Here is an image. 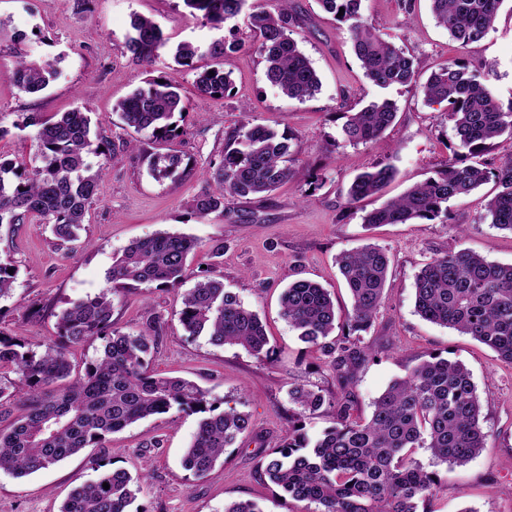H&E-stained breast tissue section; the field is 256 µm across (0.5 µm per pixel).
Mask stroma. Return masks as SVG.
I'll return each instance as SVG.
<instances>
[{
  "label": "stroma",
  "instance_id": "35a3bbf8",
  "mask_svg": "<svg viewBox=\"0 0 512 512\" xmlns=\"http://www.w3.org/2000/svg\"><path fill=\"white\" fill-rule=\"evenodd\" d=\"M291 7L299 18L294 37L321 81L314 97L290 100L270 84L260 39L247 14H240L235 37L241 47L224 61L232 80L224 97L199 95L194 73L170 55L157 64L165 80L178 87L190 113L191 122L174 146L191 159L193 176L175 184L155 180L136 160L109 162L81 231L89 245L70 255L57 249L48 225L0 227V261L17 271L11 297L0 302V331L38 353L55 341L62 309L109 289L112 261L132 242L159 231L196 238L200 247L182 283L169 289L121 290L113 297L112 321L125 333L155 325L158 347L150 371L194 381L217 410L233 406L249 413L251 432L225 450L223 461L207 477L198 479L181 460L199 414L173 411L151 417L109 435L104 447L86 449L28 477L18 479L0 470V512H58L74 487L97 479L98 460L134 476L149 471L151 478L133 504L135 512H224L226 505L247 500L260 512H301L299 503L262 478L261 460L284 436L296 411L288 399L290 388L305 385L331 397L340 386L328 360L282 318L279 298L289 282L312 280L334 294L339 317H346L351 301L336 258L367 244L387 249L391 271L366 335L374 354L354 379V416L369 417L372 401L389 383L429 354L463 363L492 436L467 463L435 467L440 493L429 507L431 512H512V365L472 337L422 319L414 308L415 276L434 253L466 249L494 262L512 263V233L493 228L486 216L493 183L450 200L447 215L432 221L374 228L362 221L363 210L433 176L451 154L454 135L447 106L427 103L421 91L432 71L454 59L464 61L478 71L502 108L512 107V0H504L494 29L465 48L437 24L430 0H362L368 24L417 62L415 85L387 89L365 77L346 26L323 12L316 0H292ZM135 14L151 18L177 42L204 47L221 36L205 21L189 17L182 0H85L81 5L76 0H0V17L11 28L44 37L45 52L61 59L58 76L40 95L31 96L3 75L16 55L29 49V42H0V124L11 129L0 139L1 155L21 161L33 154L28 131L18 127L29 113L50 118L82 105L100 116L104 143L147 141V133L125 127L113 110L144 78L141 67L123 51ZM385 98L397 106L391 127L369 143H344L340 128L345 113ZM246 122L295 138L299 154L291 181L264 198H225L223 216L194 215L190 204L205 186L210 162L223 154L226 132ZM380 163L395 166L394 181L381 196L365 201L363 210L348 208V184ZM319 173L325 183L310 190ZM216 242L224 245L219 257L210 250ZM203 269L258 313L270 357L187 335L180 322L182 298Z\"/></svg>",
  "mask_w": 512,
  "mask_h": 512
}]
</instances>
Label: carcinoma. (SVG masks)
<instances>
[{"mask_svg": "<svg viewBox=\"0 0 512 512\" xmlns=\"http://www.w3.org/2000/svg\"><path fill=\"white\" fill-rule=\"evenodd\" d=\"M246 0H183L189 14L219 29L236 18ZM328 13L348 24L357 60L375 85L409 86L415 80L414 58L381 37L363 18L361 0H317ZM272 9H254L250 24L258 34L266 62V78L288 99L303 100L320 88L308 58L290 36L298 24L290 0H274ZM503 0H431L438 24L451 40L466 47L493 29ZM344 14H339V11ZM170 37L148 17L136 15L123 50L138 64L153 66L168 50ZM238 44L222 37L205 54L216 66L196 72L195 87L204 95L224 96L231 84L224 57ZM202 56L190 42L179 43L173 61L191 70ZM60 58L20 54L7 73L20 91L45 90L58 72ZM428 103L448 104L454 132L453 157L435 175L367 213L363 223L409 224L432 221L448 212V201L468 195L494 181L495 195L486 203L493 227L512 233V160L498 167L475 162L495 141L512 139V107L503 110L467 65L453 61L433 72L422 87ZM113 111L125 126L163 145L179 136L186 107L180 93L161 77H152L119 101ZM396 116L395 103L373 102L346 115L345 141L366 144L381 136ZM100 119L89 109L63 112L55 120L33 112L23 128H32L35 147L26 166L0 157V226L37 219L51 226L60 245L73 242L85 223L92 199L105 180V166L94 169L86 156L103 153L95 128ZM127 151L159 178L193 173L190 161L175 151H148L136 143ZM295 150L287 133L250 122L225 139L224 155L212 167L213 185L194 197L191 208L200 217L224 215L227 196L264 197L293 177ZM395 174L389 165H376L357 175L347 190V202L357 204L378 194ZM199 247L190 236L157 232L126 247L108 272L111 292L83 298L58 315L59 343L43 354L0 332V417L14 416L8 432L0 431V470L24 477L80 454L102 448L107 436L141 420L177 412L205 414L182 459L183 467L201 479L224 457L239 436L252 429L251 415L229 407L219 413L207 406V394L195 382L157 376L147 358L155 339L147 330L123 333L112 324V292L141 285L166 288L182 282L188 260ZM351 299L344 324L337 322L336 303L328 289L299 279L280 297L282 316L299 339L330 359L342 395L336 399V423L312 440L302 420L320 410L325 395L303 386L289 390L298 407L280 444L262 459L261 475L292 499L305 503L304 512H419L435 497L436 475L413 457L424 448L432 464H463L487 446L482 403L470 372L439 354L416 364L371 404L366 419L353 417L356 402L349 385L372 354L367 331L381 306L390 258L373 244L345 251L336 260ZM0 262V300L11 294L16 275ZM415 312L424 320L451 328L495 351L512 364V264L487 260L466 250L448 249L425 263L415 276ZM181 321L191 336L210 344L235 345L260 358L269 356L268 338L256 311L224 290V283L207 274L183 297ZM342 334L334 335L336 329ZM100 339V355L87 363L83 375L70 383L68 348ZM28 388L12 402L16 384ZM147 474L132 477L112 469L72 489L60 512H131ZM110 488H103V484Z\"/></svg>", "mask_w": 512, "mask_h": 512, "instance_id": "carcinoma-1", "label": "carcinoma"}]
</instances>
